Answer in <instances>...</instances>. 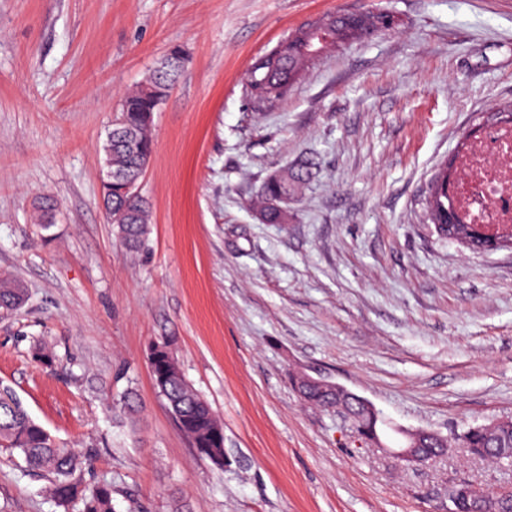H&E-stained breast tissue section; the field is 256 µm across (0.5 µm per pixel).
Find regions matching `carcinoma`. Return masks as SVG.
Returning a JSON list of instances; mask_svg holds the SVG:
<instances>
[{"label":"carcinoma","mask_w":512,"mask_h":512,"mask_svg":"<svg viewBox=\"0 0 512 512\" xmlns=\"http://www.w3.org/2000/svg\"><path fill=\"white\" fill-rule=\"evenodd\" d=\"M356 24L357 32L352 35L347 17L338 14L326 26L321 38L314 32L308 34L297 30L288 37V41L293 43L288 54L277 57L274 63L263 66L258 72H249L248 82L254 88L252 94L261 99L279 98L314 60L316 51L359 39L369 31L379 29L380 15H360ZM180 68V56L174 51L145 82L125 95L117 116L120 123L112 125L108 132L104 147L106 160L112 171L123 173L134 183L141 179L150 162L154 114ZM300 180L299 174L286 169L271 175L263 186L265 201L288 198L297 190ZM442 206H449L447 193L443 189H431L428 199L431 223H440L438 213ZM109 217L130 251L137 253L144 248L149 214L141 196L125 191L120 183L112 184V212ZM26 297L25 288L10 278H0L1 310H18ZM153 381L173 413L178 429L194 447L213 449L214 456L219 459L217 465L224 466L221 462L224 458V427L209 403L186 380L178 361L172 358L163 362L154 372ZM453 444L459 448L474 449V456L488 455L500 462L512 463L511 431L487 436L478 427H467L454 437ZM0 447L19 450L31 470L50 474V493L58 505L66 507L79 498L83 512H112V486L108 483L81 486L75 474L88 458L61 445L32 418L16 392L4 385L0 386Z\"/></svg>","instance_id":"obj_1"}]
</instances>
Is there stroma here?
I'll list each match as a JSON object with an SVG mask.
<instances>
[{
    "label": "stroma",
    "mask_w": 512,
    "mask_h": 512,
    "mask_svg": "<svg viewBox=\"0 0 512 512\" xmlns=\"http://www.w3.org/2000/svg\"><path fill=\"white\" fill-rule=\"evenodd\" d=\"M382 9L391 29L327 49L278 100L247 93L290 32ZM175 46L134 255L102 207L103 144ZM511 109L512 0H0V276L28 294L0 311V383L90 451L77 477L111 483L113 512H448L458 483L512 490V468L398 470L389 454L396 425L447 436L512 416V247L440 239L426 207ZM285 168L303 189L287 225L263 223L253 203ZM44 196L47 228L31 221ZM154 343L221 419L223 467L158 396ZM298 368L382 411V446L308 405ZM48 486L0 447V512H81Z\"/></svg>",
    "instance_id": "obj_1"
}]
</instances>
